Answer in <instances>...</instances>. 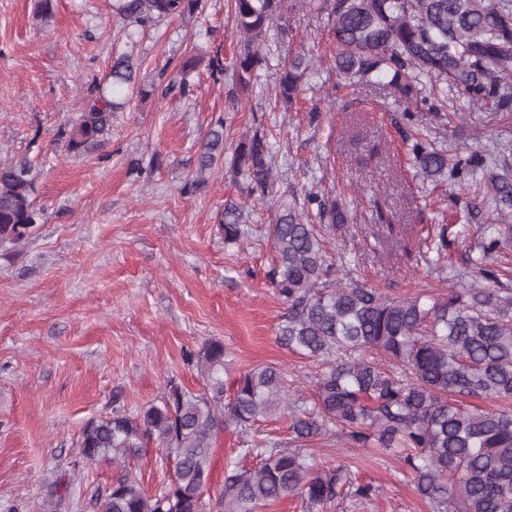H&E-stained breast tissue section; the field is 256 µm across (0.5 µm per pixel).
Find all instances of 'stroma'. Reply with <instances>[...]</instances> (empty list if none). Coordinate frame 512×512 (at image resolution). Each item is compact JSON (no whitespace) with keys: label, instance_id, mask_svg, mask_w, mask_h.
I'll return each mask as SVG.
<instances>
[{"label":"stroma","instance_id":"obj_1","mask_svg":"<svg viewBox=\"0 0 512 512\" xmlns=\"http://www.w3.org/2000/svg\"><path fill=\"white\" fill-rule=\"evenodd\" d=\"M38 0H0V160L25 159L37 178L44 215L25 243L0 248V512H97L112 484L111 463L78 465L77 441L88 420L136 412L175 383L202 391L189 354L222 341L228 353L224 394L241 373L278 363L312 391L313 363L281 346L285 307L268 280L273 212L247 201L231 172L236 144L260 131L273 146L275 199L303 201L312 191L335 198L348 221L327 240L360 282L388 293L440 297L447 282L416 262L436 224L454 225L448 251L457 267L481 237L486 214L467 219L471 196L456 180L425 181L396 124L403 110L378 84L336 87L326 71L310 75L292 106L275 101L274 69L288 51L329 59L332 44L320 17L300 13L283 40L270 43L273 66L261 71L250 100H230L237 37L230 0H201L195 14L149 29L135 52L138 82L148 96L116 113L112 130L80 155L68 154L70 130L89 95L124 49L110 0H52L41 20ZM221 54L224 78L208 67ZM195 57L188 95L156 91L169 60ZM224 122V161L195 193L199 148L216 120ZM448 141L480 152L512 141V115L466 108ZM245 203L249 235L225 241L226 202ZM386 223L379 243L368 225ZM244 446L234 430L211 454L209 512L224 471ZM318 463L350 462L376 494L367 504L344 501L329 512H431L387 456L341 439L314 445Z\"/></svg>","mask_w":512,"mask_h":512}]
</instances>
